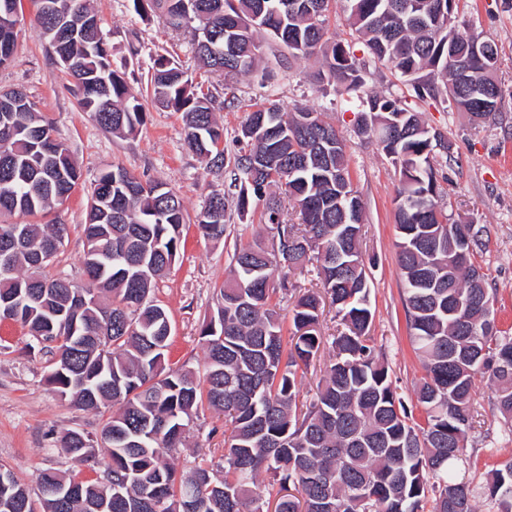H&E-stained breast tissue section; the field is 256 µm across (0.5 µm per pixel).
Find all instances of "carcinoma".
I'll list each match as a JSON object with an SVG mask.
<instances>
[{
	"mask_svg": "<svg viewBox=\"0 0 512 512\" xmlns=\"http://www.w3.org/2000/svg\"><path fill=\"white\" fill-rule=\"evenodd\" d=\"M332 0H315L310 14L288 8L290 0H134L139 10H158L174 28L192 31L198 56L228 77L253 71L261 58L258 34L282 43L295 58L322 56L327 82L350 95L367 129L399 167L395 198L398 263L405 281L407 325L423 360L416 402L424 414L413 421L370 330L374 315L360 249L365 205L336 201V173L349 176L342 139L321 113L274 102L249 113L238 139L249 150L234 160L237 209L273 185L299 208L290 224L281 201L264 210L265 230L277 240L270 252L260 240L236 246L232 276L221 302L205 319L203 372L171 370L165 356L170 322L150 299L155 280L175 261L184 207L155 181L131 195L136 179L120 166L101 173L87 203L83 234L86 280L74 285L52 278L38 257H56L68 225L0 222V244L16 241L9 272L0 271V318L28 328L51 355L46 382L56 394L86 411L118 407L101 429L107 458L103 480L81 482L54 472L38 478V493L0 467V512H183L187 492L194 512H476L470 483L456 476L477 414L474 379L488 375L499 413L512 420V337L500 335L485 274L472 262L482 229L448 222L439 204L434 150L447 140L417 112L365 86L363 59L325 39ZM439 0H346V21L369 58L390 65L420 100L451 98L475 114L491 88L498 48L470 62L475 92L453 91L459 60L458 22L438 16ZM21 0H0V64L18 36ZM35 22L74 81L82 111L114 134H133L145 112L111 65L96 14L87 0H35ZM155 104L187 117L185 141L208 163H224V129L212 96L193 86L186 72L156 63L150 77ZM24 92L0 93V216H35L63 204L81 178L68 148ZM324 138L326 153L308 150ZM227 198L213 191L196 216L203 236L219 240L226 230ZM316 264L322 293L306 291L292 302L291 336L284 338L273 298L274 272ZM336 306L344 330L335 338L316 398L299 406L298 375L322 343V295ZM224 414L222 476L207 460L177 475L168 455L184 446L200 411ZM60 443L76 463L94 444L68 430ZM268 483L260 481L262 474ZM512 462L489 470L485 492L499 512H512Z\"/></svg>",
	"mask_w": 512,
	"mask_h": 512,
	"instance_id": "1",
	"label": "carcinoma"
}]
</instances>
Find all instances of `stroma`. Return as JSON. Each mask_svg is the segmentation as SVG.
I'll list each match as a JSON object with an SVG mask.
<instances>
[{
  "label": "stroma",
  "mask_w": 512,
  "mask_h": 512,
  "mask_svg": "<svg viewBox=\"0 0 512 512\" xmlns=\"http://www.w3.org/2000/svg\"><path fill=\"white\" fill-rule=\"evenodd\" d=\"M456 3L458 21L498 46L497 78L504 90L499 112L476 125L452 101L417 99L390 67L368 64L363 77L374 91L416 108L425 125L445 134L450 153L435 154L433 160L439 203L451 219L463 217L483 227V246L476 261L495 297L499 327L512 337V0ZM90 6L100 20L113 67L124 73L131 92L144 105L145 120L135 135H112L89 113L80 111L73 81L62 73L34 22V0H22L13 56L0 66V90L20 88L37 101L56 139L82 168L83 176L69 199L49 214L50 219L67 224L68 236L48 275L84 281L82 226L87 197L102 171L121 166L142 179L164 183L181 199L185 222L176 260L157 279L152 298L165 306L172 323L167 367L202 370L201 325L216 308L235 245L259 239L268 246L272 238L261 222L264 204L255 199L247 215L228 209L222 239L203 237L196 216L213 190L227 189L230 172L227 166L220 170L207 166L187 148L183 113L154 105L146 94L148 72L156 59L164 58L209 91L214 116L224 128L227 165L243 147L238 131L257 104L273 99L287 111L313 107L341 134L353 186L365 204L362 253L375 313L374 344L406 403L414 404L423 370L407 328L404 282L397 262L394 197L399 171L375 135L360 131L357 112L328 86L321 58H293L263 34L258 68L228 80L198 60L187 31L171 27L158 13L138 14L133 0H90ZM337 328L334 307H325L320 319L323 342L299 379L300 401L315 398L321 372L334 356ZM33 343L26 327L0 320V465L32 489L40 472L47 469L83 482L102 479L106 458L101 451L77 464L61 447L59 437L68 430L98 437L111 409L84 411L61 400L45 381L48 357ZM475 401L478 422L468 433L467 462L461 470L473 489L477 512H496L484 484L488 470L512 460V423L497 411L486 380H477ZM223 453L224 417L204 410L191 423L185 446L173 451L171 461L178 472L185 473L201 459L221 464Z\"/></svg>",
  "instance_id": "35a3bbf8"
}]
</instances>
